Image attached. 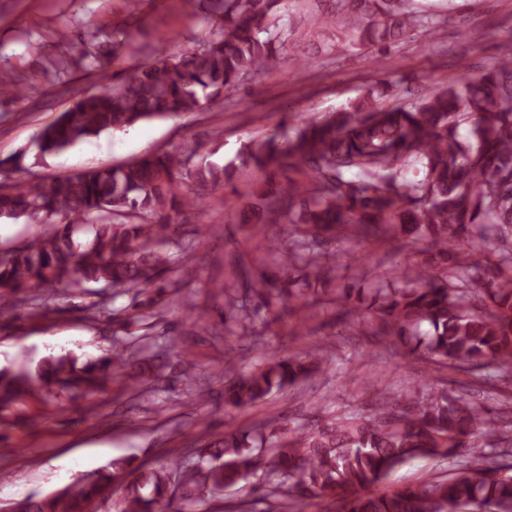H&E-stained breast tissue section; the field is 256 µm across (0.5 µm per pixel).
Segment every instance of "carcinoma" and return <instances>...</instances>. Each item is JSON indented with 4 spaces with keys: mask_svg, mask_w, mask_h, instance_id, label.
Instances as JSON below:
<instances>
[{
    "mask_svg": "<svg viewBox=\"0 0 512 512\" xmlns=\"http://www.w3.org/2000/svg\"><path fill=\"white\" fill-rule=\"evenodd\" d=\"M313 18L327 29L325 48L351 36L381 55L417 35H435L442 17L413 0H331ZM280 0H191L212 33L202 45L157 51L131 66L120 83L77 98L35 138V159L62 152L103 132L142 121L201 112L224 103V92L246 75L276 67L285 32ZM25 87L0 75V94L19 98ZM373 85L346 108L305 122L287 148L274 138L249 150L252 162L287 179L258 196L261 224L275 216L300 224L314 238L352 227L369 235L426 242L422 261L372 289L371 334L400 341L428 361L473 374L495 365L512 370V49L494 67L460 75L441 91L389 106ZM470 125L476 145L458 136ZM199 145L101 165L49 180L0 188V219L38 227L21 248L0 252V289L18 292L64 286L73 293L102 289L143 293L163 281L172 223L222 190L228 165L196 160ZM283 278L261 276L244 285L247 297L269 305L275 294L306 302L287 288L308 266L321 279L334 269L328 255L305 258L297 243L282 247ZM327 356L320 350L285 355L224 382V405L244 409L303 382ZM121 356L76 366L48 359L37 373L0 372V411L39 385L62 393L95 392ZM405 404L381 405L369 416H336L311 429L274 419L226 431L198 459L206 473L178 464L157 469L123 457L69 487L19 501L21 512H98L97 500L123 478L121 512H194L199 500L234 487L243 475L269 480L266 497L303 512L331 501L336 512H512V405L490 408L443 390ZM453 458L459 471L420 486L387 489L393 470L419 457Z\"/></svg>",
    "mask_w": 512,
    "mask_h": 512,
    "instance_id": "carcinoma-1",
    "label": "carcinoma"
}]
</instances>
